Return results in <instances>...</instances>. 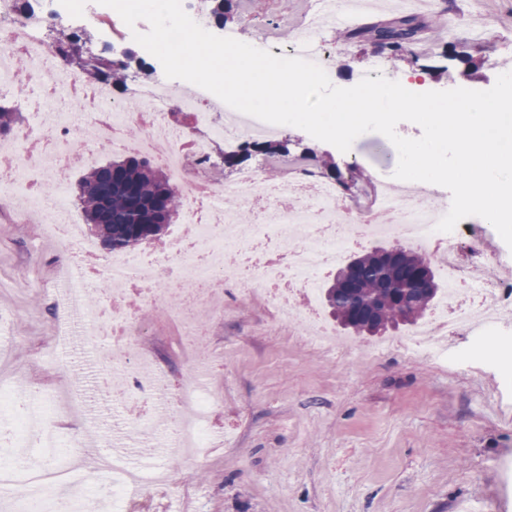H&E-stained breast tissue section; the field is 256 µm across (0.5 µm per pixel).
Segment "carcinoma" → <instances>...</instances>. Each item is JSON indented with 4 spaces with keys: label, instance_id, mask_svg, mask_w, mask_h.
Returning a JSON list of instances; mask_svg holds the SVG:
<instances>
[{
    "label": "carcinoma",
    "instance_id": "obj_1",
    "mask_svg": "<svg viewBox=\"0 0 512 512\" xmlns=\"http://www.w3.org/2000/svg\"><path fill=\"white\" fill-rule=\"evenodd\" d=\"M200 3L207 17L219 23L231 18L232 0ZM429 28L425 17L401 13L351 28L346 39L395 58L407 45L429 41ZM89 43L91 36L86 32L56 38V47L66 58ZM128 67L123 60L98 55L89 71L96 81L109 83L113 74H123ZM21 119L22 112L15 104L1 101L0 138L8 136ZM254 152L287 156L288 140L246 142L239 151L223 155L224 165L238 166ZM305 158L314 162L322 176L335 180L342 193L352 191L353 178H345L336 164L319 160L311 151L305 153ZM78 204L86 223L110 254L162 242L169 226L179 220L183 206L179 189L168 174L149 158L132 153L87 172L79 184ZM321 294L343 328L376 335L389 328L416 324L433 306L439 288L427 259L400 246L386 257L375 249L340 266L332 284L321 289Z\"/></svg>",
    "mask_w": 512,
    "mask_h": 512
}]
</instances>
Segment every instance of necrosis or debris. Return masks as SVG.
I'll return each mask as SVG.
<instances>
[{"instance_id":"obj_1","label":"necrosis or debris","mask_w":512,"mask_h":512,"mask_svg":"<svg viewBox=\"0 0 512 512\" xmlns=\"http://www.w3.org/2000/svg\"><path fill=\"white\" fill-rule=\"evenodd\" d=\"M65 2L68 15L110 27L116 39L146 29L141 21L128 27L115 10L96 0ZM323 13L320 0H313L309 20L288 44L261 40L258 48L327 66ZM56 21L52 12L22 13L16 0H0V87L14 91L26 114L0 141V205L22 199L26 218L53 229L65 255L58 270L66 277L70 306L91 296L90 280L103 277L111 282L113 348L103 361L112 371L104 384L116 399L142 397L150 403L149 415L132 421L141 434L155 437L167 425L179 447L202 453L206 424L219 400L203 381L213 363L202 350L191 359L182 389L175 394L167 390L162 371L141 354L139 320L126 304L132 290L148 304L168 307L190 337L202 335L203 314L210 309L215 289L228 286L243 298L258 297L272 306L278 323H293L302 335L320 339L327 330L312 299L321 270L383 235L397 245L407 242L430 250L448 282L439 311L399 342V349L440 357L448 352V337L465 335L484 346L486 361L494 367L512 350V332L501 319L512 311V275L505 273L493 237L473 234L463 257L456 247L458 232L435 231L451 204L443 187L426 183L393 194L388 175L381 174L374 180L371 201L347 208L336 182L304 161L278 160L282 175L275 181L252 167L225 180L213 159L212 144L243 136L265 139L279 134V126L227 107L193 84L182 87L162 75L135 81L123 98L105 82L80 89L79 78L47 37ZM18 52L26 57V68L15 66ZM221 113L226 116L222 122L217 119ZM133 124L140 129L134 139L127 135ZM85 129L96 135L100 147L144 155L169 173L181 191V221L189 234L177 235L151 259L131 252L104 259L80 245L77 228L68 220L66 198L46 199L29 175L35 170L66 173L77 134ZM229 197L244 202L256 215L250 237H242L238 213L226 208ZM29 401L0 377V434L15 441L33 436L38 447H55L58 405L45 404L37 423L18 410ZM98 468L107 473L116 504L148 496L168 478L164 470L134 468L118 453L101 459ZM77 481L71 467L34 464L28 449L0 463V489H23L14 499L15 512H75L76 501L57 496L56 490Z\"/></svg>"}]
</instances>
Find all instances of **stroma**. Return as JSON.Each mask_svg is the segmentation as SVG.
I'll return each mask as SVG.
<instances>
[{
	"label": "stroma",
	"instance_id": "1",
	"mask_svg": "<svg viewBox=\"0 0 512 512\" xmlns=\"http://www.w3.org/2000/svg\"><path fill=\"white\" fill-rule=\"evenodd\" d=\"M236 4L227 29L248 39L263 26L282 44L307 9L306 0ZM462 14L480 33L460 30L456 55L418 43L386 59L388 73L423 70L432 90L491 88L496 63L512 54V0H438L428 16L449 25ZM326 37L334 85L355 84L378 58L371 47L342 42L336 26ZM282 134L292 154L312 149L343 175H357L362 188L398 164L396 148L377 132L360 135L344 153L293 126ZM40 236V225L0 213V336L15 339L12 382L40 388L62 407L95 395L92 411L57 427L69 444L63 463L89 480L104 483L94 465L117 444L131 465L167 469V484L128 512H459L464 504L512 512V380L479 357L458 360L464 339L449 338L444 361L394 348L396 330L353 334L348 346L329 350L276 327L260 300L228 290L214 296L223 315L208 321L202 342L217 355L209 384L221 404L208 423L212 443L196 461L179 460L173 446L158 452L157 441L116 424L106 393L84 373L88 354L106 348L108 337L77 312L78 343L55 346L62 306L56 244L42 241L41 256L30 262ZM139 322L144 355L178 392L191 349L182 326L158 306ZM76 432L82 445L70 443Z\"/></svg>",
	"mask_w": 512,
	"mask_h": 512
}]
</instances>
